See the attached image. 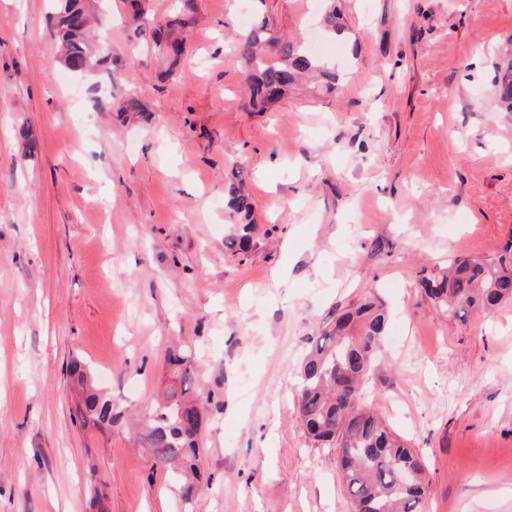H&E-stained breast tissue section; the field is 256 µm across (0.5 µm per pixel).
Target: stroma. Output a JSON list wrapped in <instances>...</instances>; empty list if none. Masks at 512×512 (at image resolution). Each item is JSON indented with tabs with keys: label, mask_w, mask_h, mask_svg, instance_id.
<instances>
[{
	"label": "stroma",
	"mask_w": 512,
	"mask_h": 512,
	"mask_svg": "<svg viewBox=\"0 0 512 512\" xmlns=\"http://www.w3.org/2000/svg\"><path fill=\"white\" fill-rule=\"evenodd\" d=\"M87 6L112 68L80 79L50 0H0V512H349L298 372L367 296L388 320L362 402L426 461L427 512H512V302L451 321L418 286L455 257L512 260V111L492 86L512 0H191L164 82L124 5ZM259 27L320 50L335 91L247 111L225 46ZM131 90L149 116L100 111ZM235 168L246 230L224 207ZM172 350L206 399L188 503L139 436ZM74 356L112 429L76 423ZM234 179L238 180V175L236 172L233 176ZM225 207L227 209L229 223L233 224H244L243 229H248L250 223V216L252 213V202L250 197L245 194L240 187V179L238 180V184H231L228 189L227 200L225 201ZM243 231L244 233L238 236L237 238H231L227 241V248L234 249L238 248L240 251L246 250L250 243V235Z\"/></svg>",
	"instance_id": "1"
}]
</instances>
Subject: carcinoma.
I'll return each mask as SVG.
<instances>
[{"label": "carcinoma", "instance_id": "carcinoma-1", "mask_svg": "<svg viewBox=\"0 0 512 512\" xmlns=\"http://www.w3.org/2000/svg\"><path fill=\"white\" fill-rule=\"evenodd\" d=\"M134 31L145 40L166 49L169 68L158 79L174 75L184 51L180 33L193 17L180 10L160 18L151 13L147 0H129ZM50 33L60 47L62 65L74 74L109 70L112 50L90 37L85 0H54ZM232 57L245 63L251 112H265L283 98L298 78L318 69L301 41L280 40L260 29L241 37L230 48ZM500 100L512 108V62L497 68L494 77ZM108 112L120 114L148 111L135 93L111 98ZM229 221L243 225L245 233L227 241V248L246 250L250 235L252 202L241 187L232 185L225 201ZM420 286L434 307L448 318L464 320L470 314L490 313L512 301V262L500 258L454 259L448 270L430 273ZM386 311L371 298L336 317L334 326L319 336L300 369L296 402L299 422L314 442L341 450L340 474L349 498V512H425L428 482L422 459L416 451L376 414L359 406L362 386L375 363L384 336ZM190 355L181 351L168 355L167 364L180 379V390H171L146 419L145 441L152 454L164 463L182 465L188 481L183 497L192 498L199 475L198 435L203 416L200 401L188 394ZM83 394L78 415L83 425L110 427L112 400L98 393L91 372L78 359L70 362Z\"/></svg>", "mask_w": 512, "mask_h": 512}]
</instances>
